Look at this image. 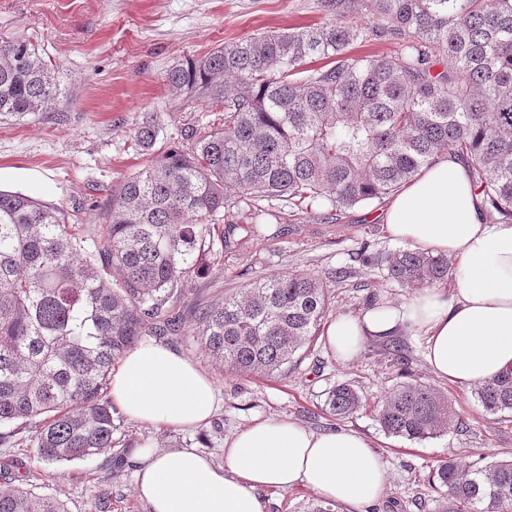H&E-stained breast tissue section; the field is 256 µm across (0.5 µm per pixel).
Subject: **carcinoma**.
Masks as SVG:
<instances>
[{
  "label": "carcinoma",
  "instance_id": "1",
  "mask_svg": "<svg viewBox=\"0 0 512 512\" xmlns=\"http://www.w3.org/2000/svg\"><path fill=\"white\" fill-rule=\"evenodd\" d=\"M336 21L273 30L187 56L165 79L184 104L224 113L185 145L135 141L149 160L112 189L100 224L0 192V443L48 465L113 447L112 366L144 336H177V306L208 262L258 232L261 201L331 216L399 191L448 153L466 159L486 210L512 223V0H322ZM367 20L365 24L354 22ZM391 37L393 57L353 46ZM62 89L35 45L0 44V120L55 112ZM234 190L250 221L240 222ZM453 260L402 249L386 278L410 294L448 280ZM347 271L282 272L195 307L193 336L221 369L279 374L319 336L330 288ZM512 412V370L475 388ZM326 406L364 407L350 383ZM389 435L423 441L462 424L448 394L416 381L376 406ZM0 512H68L37 494L22 458L0 461ZM439 512H512V459L432 474Z\"/></svg>",
  "mask_w": 512,
  "mask_h": 512
}]
</instances>
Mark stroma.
I'll use <instances>...</instances> for the list:
<instances>
[{"instance_id": "stroma-1", "label": "stroma", "mask_w": 512, "mask_h": 512, "mask_svg": "<svg viewBox=\"0 0 512 512\" xmlns=\"http://www.w3.org/2000/svg\"><path fill=\"white\" fill-rule=\"evenodd\" d=\"M325 19L321 0H0V44H34L55 65L67 92L60 111L0 123V190L55 204L71 223L96 222V206L107 204L113 187L146 163L134 140L143 121L160 124L162 147L185 142L193 129L224 121L223 113L181 104L165 79L172 64L259 32L297 30ZM383 207L380 201L367 203L333 222L315 213L271 207L258 235L212 261L191 282L181 302L183 312L260 275L341 266L358 271L363 247L386 257L399 245L372 220ZM281 227L286 230L282 236L277 233ZM374 299L403 303L409 296L385 281L381 270L358 271L336 284L329 312L357 313ZM405 341L410 350L405 371L381 353L378 342L342 362L321 336L283 374L237 377L216 368L191 335L170 337L166 347L214 379L223 398L218 415L193 432L157 429L127 418L113 439L163 450L193 448L219 464L225 438L256 417H288L316 432L354 430L369 440L389 471L377 512H436L438 494L429 485L433 467L450 455L463 464L512 457V420L487 414L473 390L436 378L424 360V337L409 334ZM411 379L447 392L462 417L461 428L420 442L382 431L376 404ZM342 381L360 390L365 406L338 421L329 416L325 400ZM23 462L36 473L40 493L59 498L69 512H151L135 491L136 465L114 462L111 453L50 466L31 450Z\"/></svg>"}]
</instances>
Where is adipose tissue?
<instances>
[{"label": "adipose tissue", "mask_w": 512, "mask_h": 512, "mask_svg": "<svg viewBox=\"0 0 512 512\" xmlns=\"http://www.w3.org/2000/svg\"><path fill=\"white\" fill-rule=\"evenodd\" d=\"M379 219L393 241L451 258L452 288L336 315L325 337L337 359L354 360L372 340L412 332L426 338L432 373L458 388L480 386L512 368V223L486 219L466 162L448 154L425 166ZM112 400L139 423L198 429L213 417L219 393L187 358L147 341L114 371ZM130 459L139 465L136 492L151 512H261L258 493L267 488H303L367 512L389 482L363 436L317 433L287 417L255 419L225 440L220 466L191 449L152 445Z\"/></svg>", "instance_id": "adipose-tissue-1"}]
</instances>
